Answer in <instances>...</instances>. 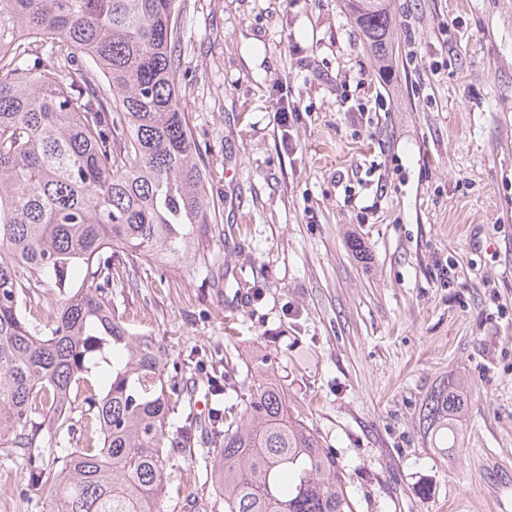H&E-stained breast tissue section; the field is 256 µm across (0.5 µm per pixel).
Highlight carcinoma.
<instances>
[{"label": "carcinoma", "mask_w": 512, "mask_h": 512, "mask_svg": "<svg viewBox=\"0 0 512 512\" xmlns=\"http://www.w3.org/2000/svg\"><path fill=\"white\" fill-rule=\"evenodd\" d=\"M380 60L384 0L351 3ZM177 0H0V445L22 459L47 512H162L172 453L222 440L224 512H353L341 467L273 363L213 383L236 401L209 420L168 414L184 387L132 336L112 289L152 261L194 254L215 220L182 112ZM468 406L450 375L419 425L450 459ZM80 412L91 445L70 447Z\"/></svg>", "instance_id": "obj_1"}]
</instances>
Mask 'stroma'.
I'll return each instance as SVG.
<instances>
[{
	"instance_id": "obj_1",
	"label": "stroma",
	"mask_w": 512,
	"mask_h": 512,
	"mask_svg": "<svg viewBox=\"0 0 512 512\" xmlns=\"http://www.w3.org/2000/svg\"><path fill=\"white\" fill-rule=\"evenodd\" d=\"M379 63L345 0H184L180 86L216 208L197 257L115 288L135 335L213 407L211 363L285 376L355 512H512V0H389ZM387 110H380V102ZM471 398L453 460L419 428ZM219 442L165 512L211 501ZM0 447V512H45ZM468 406L466 382L457 376L448 375L446 380L433 389L422 406L419 425L428 434L433 448L446 458H454L458 452L459 428Z\"/></svg>"
}]
</instances>
